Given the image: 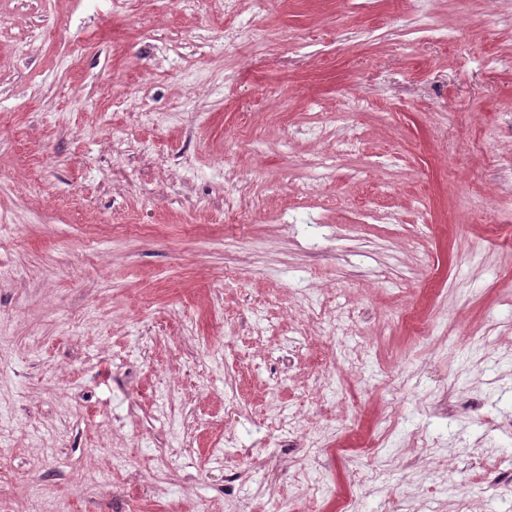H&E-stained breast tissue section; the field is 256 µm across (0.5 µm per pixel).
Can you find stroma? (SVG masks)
Returning <instances> with one entry per match:
<instances>
[{"mask_svg": "<svg viewBox=\"0 0 512 512\" xmlns=\"http://www.w3.org/2000/svg\"><path fill=\"white\" fill-rule=\"evenodd\" d=\"M509 56L512 0H0V512H512Z\"/></svg>", "mask_w": 512, "mask_h": 512, "instance_id": "stroma-1", "label": "stroma"}]
</instances>
